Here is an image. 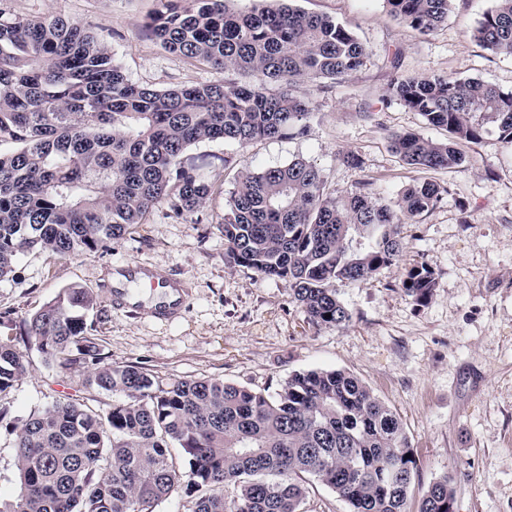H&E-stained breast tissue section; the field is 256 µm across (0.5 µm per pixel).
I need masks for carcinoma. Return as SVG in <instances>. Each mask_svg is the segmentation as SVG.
I'll return each mask as SVG.
<instances>
[{
	"instance_id": "carcinoma-1",
	"label": "carcinoma",
	"mask_w": 512,
	"mask_h": 512,
	"mask_svg": "<svg viewBox=\"0 0 512 512\" xmlns=\"http://www.w3.org/2000/svg\"><path fill=\"white\" fill-rule=\"evenodd\" d=\"M227 2L159 0L147 30L164 48L248 81L158 90L131 82L79 23L22 17L0 0V280L29 251L95 252L161 204L175 219L199 212L214 187L181 166L189 146L222 140L245 148L304 134L308 101L272 85L342 81L368 55L344 24L292 0L247 13ZM450 2L386 0L390 15L423 35L447 20ZM473 38L511 55L512 0H496ZM391 95L448 134H391L394 153L416 169L464 165L458 145L479 141L489 124L512 145V92L430 75L396 79ZM440 197V186L425 180L393 210L373 197L369 180L332 196L310 161L245 167L221 218L224 261L288 281L311 324L342 326L350 314L336 282L361 284L390 265L402 250L400 225ZM406 281L412 300L431 299L429 269H410ZM93 309L91 294L71 287L30 319L26 334L46 363L67 372L102 359L86 335ZM26 366L25 354L0 343V394ZM86 384L112 394V405L56 402L13 424L19 488L0 499V512H158L182 485L189 512H302L310 477L349 512H411L419 465L403 425L344 371L294 373L273 395L205 379L164 381L134 365L101 367ZM416 512H454L448 477L428 486Z\"/></svg>"
}]
</instances>
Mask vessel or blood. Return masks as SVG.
Segmentation results:
<instances>
[{
  "mask_svg": "<svg viewBox=\"0 0 512 512\" xmlns=\"http://www.w3.org/2000/svg\"><path fill=\"white\" fill-rule=\"evenodd\" d=\"M124 277L125 284L111 291L114 307L140 311L159 321H168L181 315L187 294L178 279L164 272L132 265L127 267ZM143 288L156 292L158 303L146 304L139 294Z\"/></svg>",
  "mask_w": 512,
  "mask_h": 512,
  "instance_id": "b4317fda",
  "label": "vessel or blood"
}]
</instances>
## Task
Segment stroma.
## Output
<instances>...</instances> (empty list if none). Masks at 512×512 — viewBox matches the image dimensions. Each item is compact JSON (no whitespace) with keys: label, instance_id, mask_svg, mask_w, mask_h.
<instances>
[{"label":"stroma","instance_id":"1","mask_svg":"<svg viewBox=\"0 0 512 512\" xmlns=\"http://www.w3.org/2000/svg\"><path fill=\"white\" fill-rule=\"evenodd\" d=\"M302 10L348 25L370 53L364 64L331 88L294 85L309 102L304 135L262 140L247 147L222 141L189 146L181 163L204 171L215 193L200 215L167 218L157 206L137 225L97 252L60 257L21 255L0 281V340L15 341L28 356L25 374L0 394L14 418L56 400L92 399L111 405V394L82 388L94 372L85 363L67 374L49 366L35 342L18 338L19 322L68 287L90 291L94 310L88 334L105 364L135 365L165 380L206 378L275 393L293 373L343 370L365 382L400 418L419 460L412 490L448 477L454 512H512V146L497 132L462 144L465 165L421 172L389 147L394 131L432 140L428 126L388 89L394 79L436 74L476 78L512 91V56L493 54L472 32L495 0H452L448 20L429 36L394 20L385 0H293ZM17 14H62L98 34L133 83L169 89L225 80L224 72L165 50L144 29L158 0H8ZM354 153L359 166L342 162ZM304 159L321 169L336 196L369 180L377 199L392 206L410 185L429 179L440 201L402 224L399 257L371 280L337 283L350 314L345 325L315 326L296 303L287 281L224 263L220 218L242 167L262 170ZM130 262L160 267L181 279L184 312L167 322L114 310L112 276ZM426 266L435 279L432 298L418 304L402 282Z\"/></svg>","mask_w":512,"mask_h":512}]
</instances>
